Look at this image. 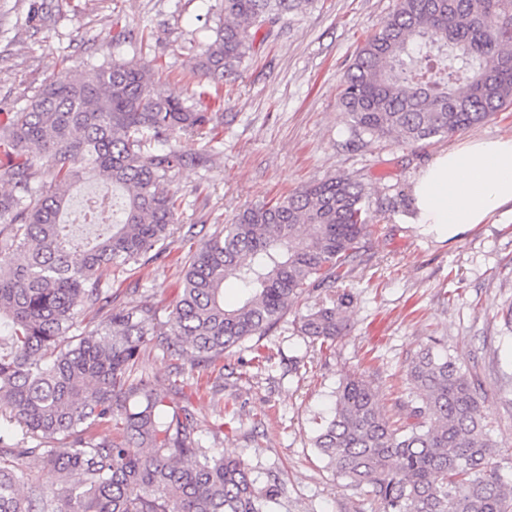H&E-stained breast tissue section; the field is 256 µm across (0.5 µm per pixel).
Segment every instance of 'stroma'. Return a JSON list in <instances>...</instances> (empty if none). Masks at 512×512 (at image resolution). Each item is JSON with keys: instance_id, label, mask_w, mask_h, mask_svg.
Wrapping results in <instances>:
<instances>
[{"instance_id": "35a3bbf8", "label": "stroma", "mask_w": 512, "mask_h": 512, "mask_svg": "<svg viewBox=\"0 0 512 512\" xmlns=\"http://www.w3.org/2000/svg\"><path fill=\"white\" fill-rule=\"evenodd\" d=\"M395 4L311 0L292 15L225 87L210 162L180 168L172 182L184 198L179 224L201 238L247 207L329 177H351L369 196L374 226L338 284L351 303L330 350L297 331L299 314L315 301L309 294L259 341L225 352L223 385L175 372L152 347L134 373L175 380V401L194 411L204 447L242 455L259 484L281 479L274 512H381L336 477L312 439L350 376L367 380L381 410L395 413L406 364L432 336L477 376L501 473L512 483V330L499 315L512 304V213L452 236L407 221L426 164L471 139L511 138L512 108L429 143L355 140L339 103L341 79ZM219 18L220 0H0V113L24 108L53 69L79 72L115 58L159 74L164 93L209 104L193 68ZM188 250L181 235L169 238L158 259L112 283L115 305L149 295L170 311ZM257 346L270 355L259 370L250 364ZM227 421L235 432H223Z\"/></svg>"}]
</instances>
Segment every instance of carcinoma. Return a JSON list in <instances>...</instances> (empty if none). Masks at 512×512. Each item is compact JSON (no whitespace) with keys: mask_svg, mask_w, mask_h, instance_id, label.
Instances as JSON below:
<instances>
[{"mask_svg":"<svg viewBox=\"0 0 512 512\" xmlns=\"http://www.w3.org/2000/svg\"><path fill=\"white\" fill-rule=\"evenodd\" d=\"M311 0H222L224 20L195 70L221 96L256 51V35ZM358 139L447 138L512 106V0H397L347 66L339 97ZM224 113L166 95L131 60L64 68L0 120V512H269L280 484L258 486L241 456L206 448L197 419L173 404L169 380H130L152 344L191 369L262 337L312 290L301 335L331 347L345 328L336 283L370 233L364 186L334 177L260 206L202 240L189 258L169 330L147 296L117 308L106 282L152 259L184 198L170 189L187 157L182 132L207 141ZM96 181L88 205L100 229L70 253L63 223L70 188ZM240 298L224 304V284ZM397 418L370 384L347 380L314 447L383 512H512V485L477 393V380L436 338L408 361ZM50 468L47 493L27 469Z\"/></svg>","mask_w":512,"mask_h":512,"instance_id":"carcinoma-1","label":"carcinoma"}]
</instances>
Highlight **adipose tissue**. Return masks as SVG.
I'll return each mask as SVG.
<instances>
[{
	"mask_svg": "<svg viewBox=\"0 0 512 512\" xmlns=\"http://www.w3.org/2000/svg\"><path fill=\"white\" fill-rule=\"evenodd\" d=\"M512 204V138L470 140L434 157L412 190L411 223L442 231L481 224Z\"/></svg>",
	"mask_w": 512,
	"mask_h": 512,
	"instance_id": "ef3b65f1",
	"label": "adipose tissue"
}]
</instances>
